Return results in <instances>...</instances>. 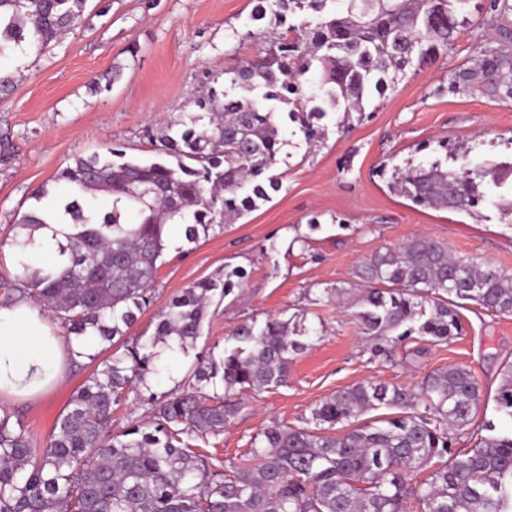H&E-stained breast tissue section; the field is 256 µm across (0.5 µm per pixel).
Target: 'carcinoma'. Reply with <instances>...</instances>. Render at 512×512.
<instances>
[{
    "label": "carcinoma",
    "mask_w": 512,
    "mask_h": 512,
    "mask_svg": "<svg viewBox=\"0 0 512 512\" xmlns=\"http://www.w3.org/2000/svg\"><path fill=\"white\" fill-rule=\"evenodd\" d=\"M86 0H0V59L27 44L42 50L81 21ZM314 15L286 24L288 3ZM336 8H327L328 3ZM470 0H266L254 19L271 13L265 55L224 71L229 87L210 88L168 128L162 151L176 159H129L121 146L79 156L54 177L66 223L60 269L28 264L0 284L7 300L27 299L55 313L74 336L114 346L152 303L153 283L169 225L187 241L207 236L269 198L283 142L274 120L280 104L299 122L305 140L321 137L312 123L329 112L364 111L371 90L389 72L419 68L453 45L467 24ZM480 25L491 35L472 62L456 67L448 92L479 91L512 101V0H491ZM286 27L280 31V27ZM319 71L318 92L305 94L306 75ZM442 160L395 168L390 189L418 206L472 213L483 186L512 188L498 165ZM109 204H98L99 196ZM47 223L34 206L16 218L23 229ZM357 282L327 290L349 311L375 353L389 360L399 342L417 335L433 344L462 332L458 308L471 301L512 315V274L452 255L446 243L419 235L375 251L354 272ZM240 277L234 268L183 289L157 316L155 335L123 344L124 352L93 372L60 414L42 448L21 419L0 415V512H512V428L488 421L487 434L464 455V435L480 393L471 369H437L417 387L365 381L321 400L312 419L291 429L272 424L255 438L253 463L213 471L190 444L218 436L245 406L248 391L287 383L290 364L310 346L311 331L290 321L244 323L227 338L220 359L199 360L180 391L149 397V424L112 432L113 407L133 384L157 372L154 348L176 337L181 349L201 335L209 299L224 298ZM223 392L209 389L216 378ZM500 419L512 424V363L504 365L494 397ZM376 411L374 418L364 414ZM344 423L349 430L336 434ZM428 477L415 481L418 474Z\"/></svg>",
    "instance_id": "cac0c4a2"
}]
</instances>
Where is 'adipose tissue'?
Listing matches in <instances>:
<instances>
[{
    "instance_id": "obj_1",
    "label": "adipose tissue",
    "mask_w": 512,
    "mask_h": 512,
    "mask_svg": "<svg viewBox=\"0 0 512 512\" xmlns=\"http://www.w3.org/2000/svg\"><path fill=\"white\" fill-rule=\"evenodd\" d=\"M71 227L46 224L34 232L35 246L24 254L37 267H57L58 244ZM86 339L57 334L46 311L32 302L0 305V399L33 398L61 382L73 351H90Z\"/></svg>"
}]
</instances>
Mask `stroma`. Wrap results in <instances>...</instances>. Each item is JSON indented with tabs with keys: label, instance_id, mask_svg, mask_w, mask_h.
<instances>
[{
	"label": "stroma",
	"instance_id": "obj_1",
	"mask_svg": "<svg viewBox=\"0 0 512 512\" xmlns=\"http://www.w3.org/2000/svg\"><path fill=\"white\" fill-rule=\"evenodd\" d=\"M257 0H87L82 20L39 52L0 61L17 81L0 98V279L14 275L11 226L30 207V194L53 188L55 174L110 143L128 157H156L167 126L197 111L203 86L224 88L225 70L262 52L268 20H253ZM483 30L462 28L453 49L417 71L407 70L383 95H371L346 132L337 113L321 121L325 136L305 142L280 106L283 141L276 166L279 190L231 224H219L190 243L179 228L151 287L152 304L128 331V341L151 337L156 315L180 292L223 270L241 269L242 285L213 297L202 333L176 371L133 386L112 413V428L148 417L149 394L174 391L197 356L221 357L226 337L243 323L304 320L315 329L311 346L295 357L286 384L249 394L223 434L198 442L210 464L231 470L242 464L256 435L278 423L313 427L311 410L327 396L366 380L415 385L430 372L454 364L470 368L480 386L472 430L494 418L501 368L512 362V316L468 305L462 336L435 345L408 341L393 360L371 344L324 289L351 280L375 250L424 233L454 253L512 273V219L501 216L488 193L479 217L414 205L389 190L394 167L429 160L431 145L468 146L476 163L512 156V103L478 93L451 94L448 76L473 58ZM94 363L69 361L65 379L42 396L6 403L20 412L38 446H45L57 418Z\"/></svg>",
	"mask_w": 512,
	"mask_h": 512
}]
</instances>
